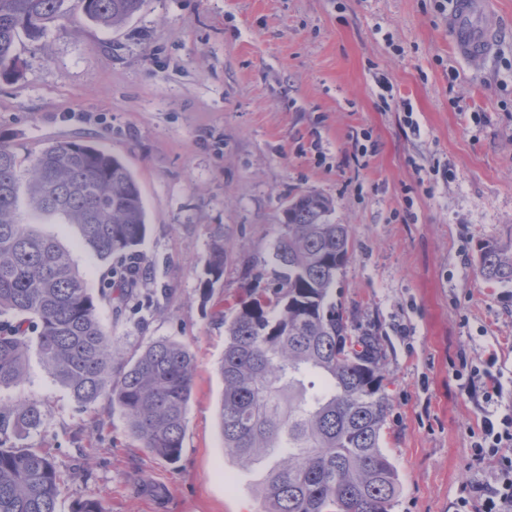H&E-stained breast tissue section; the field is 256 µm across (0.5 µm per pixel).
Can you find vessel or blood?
<instances>
[{
    "instance_id": "obj_1",
    "label": "vessel or blood",
    "mask_w": 512,
    "mask_h": 512,
    "mask_svg": "<svg viewBox=\"0 0 512 512\" xmlns=\"http://www.w3.org/2000/svg\"><path fill=\"white\" fill-rule=\"evenodd\" d=\"M447 25L449 48L460 59L478 60L497 47L499 25L494 0H454Z\"/></svg>"
}]
</instances>
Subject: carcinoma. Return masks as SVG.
<instances>
[{"instance_id":"carcinoma-1","label":"carcinoma","mask_w":512,"mask_h":512,"mask_svg":"<svg viewBox=\"0 0 512 512\" xmlns=\"http://www.w3.org/2000/svg\"><path fill=\"white\" fill-rule=\"evenodd\" d=\"M66 0H0V78L14 76L20 33L43 37ZM144 0H76L113 28ZM333 203L289 201L275 244L273 286L249 288L224 317V395L217 414L226 454L257 475L262 512H392L398 474L381 448L389 410L381 338L352 336L333 290L352 247ZM60 216L107 263L95 296L69 253L35 225ZM139 185L122 161L85 141L47 147L20 169L0 144V512H59L65 479L42 448L11 443L41 426L42 403L24 394L31 355L82 406L106 399L147 451L167 461L183 449L195 367L190 348L149 342L133 358L112 349L99 304L137 296L136 248L146 234ZM224 246L205 260L206 286L224 275ZM122 261L112 266V259ZM483 280L512 284V244L479 245Z\"/></svg>"}]
</instances>
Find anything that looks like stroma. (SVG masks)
Here are the masks:
<instances>
[{"instance_id": "1", "label": "stroma", "mask_w": 512, "mask_h": 512, "mask_svg": "<svg viewBox=\"0 0 512 512\" xmlns=\"http://www.w3.org/2000/svg\"><path fill=\"white\" fill-rule=\"evenodd\" d=\"M451 0H145L120 27L74 13L20 36L17 78L0 81V143L28 165L88 141L135 176L147 212V299L99 316L132 357L168 338L195 358L180 459L150 455L107 400L76 404L38 359L25 390L42 425L21 446L65 474L60 512L88 497L107 512H261L251 476L225 453L224 313L275 279L274 247L294 194L330 198L353 252L336 283L350 335L383 338L393 512H458L500 464L476 459L480 392L464 364L497 355L512 403V287L485 282L477 245L512 243V0L496 52L448 48ZM41 229L91 288L104 264L74 226ZM224 279L202 293L214 244ZM96 422L87 435L83 427Z\"/></svg>"}]
</instances>
